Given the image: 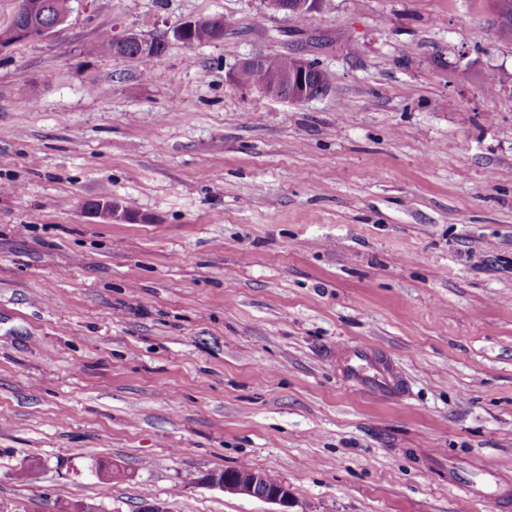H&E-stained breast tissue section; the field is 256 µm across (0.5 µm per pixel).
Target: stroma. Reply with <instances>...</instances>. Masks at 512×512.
I'll list each match as a JSON object with an SVG mask.
<instances>
[{
	"label": "stroma",
	"instance_id": "35a3bbf8",
	"mask_svg": "<svg viewBox=\"0 0 512 512\" xmlns=\"http://www.w3.org/2000/svg\"><path fill=\"white\" fill-rule=\"evenodd\" d=\"M219 18L151 74L92 50ZM298 53L327 93L232 79ZM495 76L487 86V76ZM130 218L100 224L86 202ZM384 351L371 399L340 345ZM437 453L512 476V39L493 0H69L0 49V512H499ZM38 460L41 474L20 478ZM104 461L124 470L101 483ZM342 376L373 398H397L404 393L401 377L382 354L369 345L336 351ZM205 481L210 486L220 488L224 492L255 497L285 508L277 512H288L287 508L291 506L290 495L286 486L276 488L265 487L262 481V474L255 471H250L248 476L231 475L229 472H221L210 475Z\"/></svg>",
	"mask_w": 512,
	"mask_h": 512
}]
</instances>
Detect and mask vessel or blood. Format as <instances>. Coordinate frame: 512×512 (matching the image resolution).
I'll list each match as a JSON object with an SVG mask.
<instances>
[{
    "instance_id": "vessel-or-blood-1",
    "label": "vessel or blood",
    "mask_w": 512,
    "mask_h": 512,
    "mask_svg": "<svg viewBox=\"0 0 512 512\" xmlns=\"http://www.w3.org/2000/svg\"><path fill=\"white\" fill-rule=\"evenodd\" d=\"M342 376L361 387L373 398L400 397L404 392L401 377L382 354L369 345L337 350ZM448 487L484 496H500L503 482L490 470L476 469L465 473L449 471Z\"/></svg>"
}]
</instances>
